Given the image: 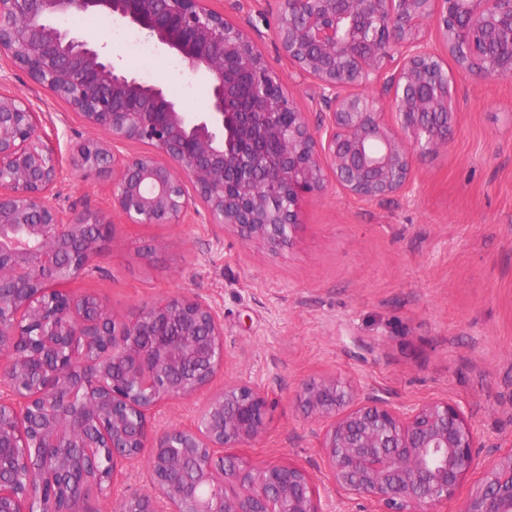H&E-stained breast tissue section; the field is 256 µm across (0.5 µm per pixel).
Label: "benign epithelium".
I'll list each match as a JSON object with an SVG mask.
<instances>
[{
	"mask_svg": "<svg viewBox=\"0 0 512 512\" xmlns=\"http://www.w3.org/2000/svg\"><path fill=\"white\" fill-rule=\"evenodd\" d=\"M209 2L0 0V62L80 115L94 137L77 145L78 166L113 177L110 214L51 202L62 156L29 100L0 92V408L12 415L0 423V467L49 489L38 512H99L95 498L142 461L150 490L112 512H330L306 468L230 452L262 439L268 391L231 379L211 389L224 329L208 301L170 295L120 322L101 298L62 285L110 240L113 213L129 224L195 214L278 251L331 178L362 199L405 190L416 151L447 147L455 117L430 26L460 69L512 75V0H279L280 49L319 90L314 128L253 39ZM81 13L133 26L187 74L207 73V111L186 112L107 44L52 23ZM387 72L391 95H374ZM129 142L147 150H120ZM202 394L194 425L153 429L162 404ZM298 402L322 424L327 480L372 512H441L479 466L474 429L446 398L402 411L327 378ZM34 496L0 483V512H33ZM463 512H512V451L485 469Z\"/></svg>",
	"mask_w": 512,
	"mask_h": 512,
	"instance_id": "obj_1",
	"label": "benign epithelium"
}]
</instances>
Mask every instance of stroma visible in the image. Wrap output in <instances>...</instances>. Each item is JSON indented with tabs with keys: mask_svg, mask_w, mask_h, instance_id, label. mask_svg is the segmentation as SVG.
<instances>
[{
	"mask_svg": "<svg viewBox=\"0 0 512 512\" xmlns=\"http://www.w3.org/2000/svg\"><path fill=\"white\" fill-rule=\"evenodd\" d=\"M262 48L295 91L311 125L322 119L313 81L274 37L278 0H211ZM124 68L165 81L187 112L206 111L203 77L136 31L87 27ZM444 63L454 77L455 126L446 149L418 154L407 190L367 200L336 184L307 200L292 246L273 252L243 244L216 224H128L72 283L105 298L117 318L180 292L208 299L224 328V366L213 380L242 377L269 393L267 430L242 454L320 475V428L296 394L334 378L409 407L435 398L472 424L482 465L512 451V77L488 80ZM0 91H20L60 152V200L80 211L112 208V178L87 175L73 150L89 132L65 102L20 71ZM480 469L461 482L443 512H462Z\"/></svg>",
	"mask_w": 512,
	"mask_h": 512,
	"instance_id": "obj_1",
	"label": "stroma"
}]
</instances>
